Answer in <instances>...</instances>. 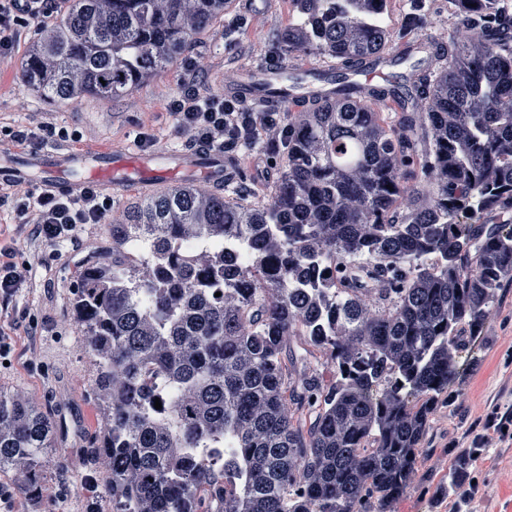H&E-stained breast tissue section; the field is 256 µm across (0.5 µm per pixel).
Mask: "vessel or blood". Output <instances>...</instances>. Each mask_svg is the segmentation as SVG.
I'll use <instances>...</instances> for the list:
<instances>
[{"mask_svg": "<svg viewBox=\"0 0 512 512\" xmlns=\"http://www.w3.org/2000/svg\"><path fill=\"white\" fill-rule=\"evenodd\" d=\"M335 70L334 63L328 60L287 66L262 59L233 70L223 81L224 92L257 111L271 107L292 111L296 108V96L266 89L267 81L290 73L309 79ZM26 178L34 179L40 189L57 193L77 194L90 184L102 192L116 193L133 185L146 197L163 186L174 189L189 183L210 187L226 185L231 182L232 173L223 150L201 146L158 148L145 155L49 146L23 152L6 163L0 162V181Z\"/></svg>", "mask_w": 512, "mask_h": 512, "instance_id": "b4317fda", "label": "vessel or blood"}]
</instances>
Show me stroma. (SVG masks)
Wrapping results in <instances>:
<instances>
[{
  "label": "stroma",
  "mask_w": 512,
  "mask_h": 512,
  "mask_svg": "<svg viewBox=\"0 0 512 512\" xmlns=\"http://www.w3.org/2000/svg\"><path fill=\"white\" fill-rule=\"evenodd\" d=\"M226 27V21L215 23L188 53L211 83L223 74L216 59L228 40ZM27 47V42H20L14 57L0 62V113H16L24 105L38 110L45 107L20 84ZM176 75L173 69L161 73L119 101L79 99L57 106L56 112L68 130L94 131L101 148L135 151V134L151 123L164 134L162 147L174 149L178 143L160 92L175 88ZM232 162L239 173L237 190L258 198L264 184L278 172L279 155L262 148L255 152L237 149ZM109 244L105 226L88 228L78 243L50 260L38 287L20 293L15 301L16 307L28 309L44 329L37 339L41 361L28 365L23 350H15L7 362H0V384L25 391L41 411L56 420L57 446L62 451V463L47 471L51 486L34 499L33 512H66L72 503L77 504L78 512H89V504L106 505L101 485L86 484L87 477L97 472L88 464L87 455L99 429V410L92 394L85 341L73 324L71 302L78 271ZM466 344L460 383L453 387L447 407L433 417L412 485L391 504L390 512H449L441 500L448 495V473L467 434L488 413L512 408V279L499 288L479 336L467 338ZM475 475L484 482L486 492L474 502L471 512H512V447L487 449L475 465Z\"/></svg>",
  "instance_id": "obj_1"
}]
</instances>
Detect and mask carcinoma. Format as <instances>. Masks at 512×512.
Returning a JSON list of instances; mask_svg holds the SVG:
<instances>
[{
	"label": "carcinoma",
	"mask_w": 512,
	"mask_h": 512,
	"mask_svg": "<svg viewBox=\"0 0 512 512\" xmlns=\"http://www.w3.org/2000/svg\"><path fill=\"white\" fill-rule=\"evenodd\" d=\"M225 2L67 0L34 31L21 84L49 105L123 99ZM294 4L304 22L284 50L339 71L288 113L267 201L160 190L112 215V253L74 286L100 406L89 457L112 512H386L458 383L460 333L481 331L512 278V0H448V39L417 35L393 56L388 0ZM430 11L411 0L406 23ZM375 66L406 76L358 79ZM383 98L393 122L367 107ZM229 238L253 268L180 249ZM327 271L337 301L289 287ZM53 448L50 417L0 386V474L18 495H41Z\"/></svg>",
	"instance_id": "carcinoma-1"
}]
</instances>
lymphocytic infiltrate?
<instances>
[{"instance_id":"lymphocytic-infiltrate-1","label":"lymphocytic infiltrate","mask_w":512,"mask_h":512,"mask_svg":"<svg viewBox=\"0 0 512 512\" xmlns=\"http://www.w3.org/2000/svg\"><path fill=\"white\" fill-rule=\"evenodd\" d=\"M62 4L63 0H0V59L12 57L24 33L47 27ZM167 111L177 139L186 145L251 150L264 144L281 148L288 141L285 113L257 114L225 98L223 89L208 84L189 59L179 67ZM82 139V134L61 126L53 112H29L21 121L14 113H0V156L20 147ZM113 207L112 197L92 184L81 194L69 195L37 189L28 181L0 182V217L16 219L17 232L31 244L23 259L10 245H0V305L9 306L22 290L34 288L47 255L77 242L87 225L105 223Z\"/></svg>"}]
</instances>
